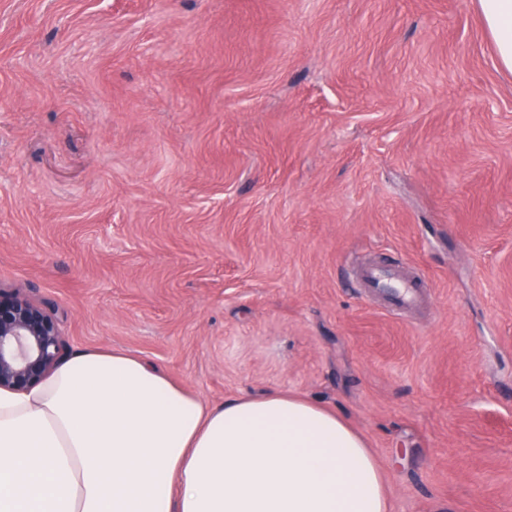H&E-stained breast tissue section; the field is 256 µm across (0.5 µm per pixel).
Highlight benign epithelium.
I'll return each instance as SVG.
<instances>
[{
	"label": "benign epithelium",
	"mask_w": 512,
	"mask_h": 512,
	"mask_svg": "<svg viewBox=\"0 0 512 512\" xmlns=\"http://www.w3.org/2000/svg\"><path fill=\"white\" fill-rule=\"evenodd\" d=\"M66 358L54 315L19 290L0 288V389L25 391Z\"/></svg>",
	"instance_id": "7a95c632"
}]
</instances>
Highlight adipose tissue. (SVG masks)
<instances>
[{"mask_svg": "<svg viewBox=\"0 0 512 512\" xmlns=\"http://www.w3.org/2000/svg\"><path fill=\"white\" fill-rule=\"evenodd\" d=\"M512 72V0H477ZM0 512H389L365 440L271 393L212 405L123 350L0 390Z\"/></svg>", "mask_w": 512, "mask_h": 512, "instance_id": "ef3b65f1", "label": "adipose tissue"}]
</instances>
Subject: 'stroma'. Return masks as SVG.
Instances as JSON below:
<instances>
[{
	"mask_svg": "<svg viewBox=\"0 0 512 512\" xmlns=\"http://www.w3.org/2000/svg\"><path fill=\"white\" fill-rule=\"evenodd\" d=\"M376 255L427 320L359 295ZM0 287L208 403L335 411L390 512H512V72L476 0H0Z\"/></svg>",
	"mask_w": 512,
	"mask_h": 512,
	"instance_id": "35a3bbf8",
	"label": "stroma"
}]
</instances>
